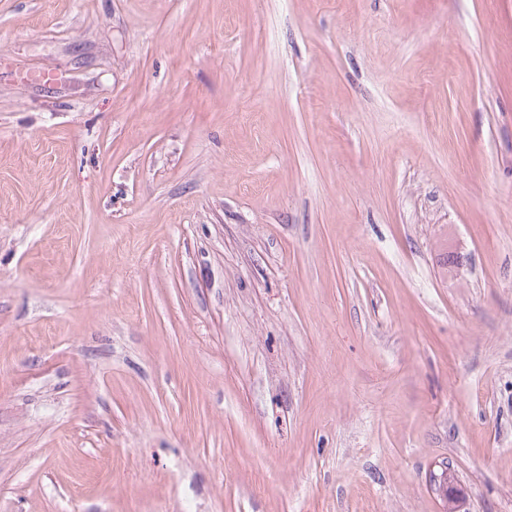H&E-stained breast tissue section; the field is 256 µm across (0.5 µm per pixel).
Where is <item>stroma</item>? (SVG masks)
<instances>
[{
	"mask_svg": "<svg viewBox=\"0 0 512 512\" xmlns=\"http://www.w3.org/2000/svg\"><path fill=\"white\" fill-rule=\"evenodd\" d=\"M444 466L512 512V0H0V512Z\"/></svg>",
	"mask_w": 512,
	"mask_h": 512,
	"instance_id": "obj_1",
	"label": "stroma"
}]
</instances>
